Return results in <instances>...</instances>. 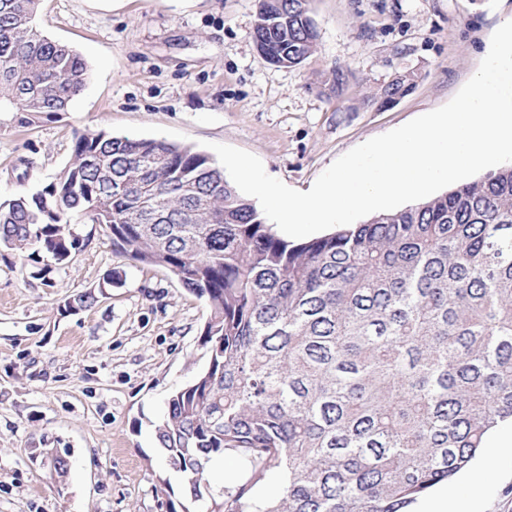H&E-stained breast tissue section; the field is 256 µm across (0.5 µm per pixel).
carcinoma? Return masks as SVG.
<instances>
[{
	"label": "carcinoma",
	"instance_id": "obj_1",
	"mask_svg": "<svg viewBox=\"0 0 512 512\" xmlns=\"http://www.w3.org/2000/svg\"><path fill=\"white\" fill-rule=\"evenodd\" d=\"M40 2L0 0V113L65 112L86 86L84 60L34 27ZM316 37L309 0H258L266 62L298 66ZM415 85L397 76L380 106ZM76 214L209 306L207 367L155 424L187 512H408L512 420V165L295 243L206 154L76 133L52 182L0 201V246L63 264ZM39 453L64 481L65 454ZM224 453L246 474L215 489L205 471Z\"/></svg>",
	"mask_w": 512,
	"mask_h": 512
}]
</instances>
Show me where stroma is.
<instances>
[{
	"label": "stroma",
	"mask_w": 512,
	"mask_h": 512,
	"mask_svg": "<svg viewBox=\"0 0 512 512\" xmlns=\"http://www.w3.org/2000/svg\"><path fill=\"white\" fill-rule=\"evenodd\" d=\"M314 53L277 67L256 50V0H42L38 32L85 61L68 111L0 113V201L48 184L72 160L74 132L231 145L309 191L357 145L437 109L475 74L512 0H311ZM346 79L335 84V69ZM414 90L375 104L396 75ZM70 262L0 249V512H169L154 425L207 366L208 305L162 267L113 251L89 217ZM123 274L106 288L110 270ZM96 291L97 304L59 310ZM66 450L57 486L33 457ZM478 512H512V453L480 456Z\"/></svg>",
	"instance_id": "1"
}]
</instances>
